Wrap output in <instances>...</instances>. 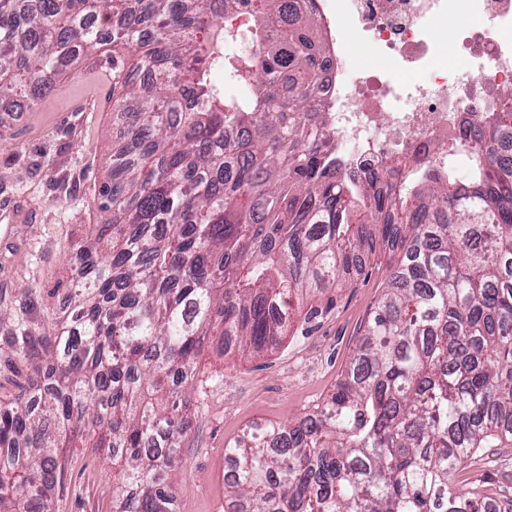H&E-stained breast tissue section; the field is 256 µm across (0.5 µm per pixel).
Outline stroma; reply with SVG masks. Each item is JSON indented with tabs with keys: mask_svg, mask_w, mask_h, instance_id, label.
<instances>
[{
	"mask_svg": "<svg viewBox=\"0 0 512 512\" xmlns=\"http://www.w3.org/2000/svg\"><path fill=\"white\" fill-rule=\"evenodd\" d=\"M112 48L82 58L53 77L31 109L0 126V307L21 288L39 289L44 313L65 315L63 284L71 277L70 246L104 221L99 188L112 180V150L122 130L112 120ZM399 248L376 243L342 287L303 300L279 347L243 358L213 341L197 358L201 381L183 409L190 427L180 444L177 512H237L225 489V450L244 430L315 413L343 379L367 320L384 294ZM12 329L0 320V400L20 394L32 376L28 360L1 346ZM69 461L52 512H112V451L66 448ZM464 484L486 488L495 512H512V445L469 462Z\"/></svg>",
	"mask_w": 512,
	"mask_h": 512,
	"instance_id": "1",
	"label": "stroma"
}]
</instances>
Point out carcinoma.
<instances>
[{
  "instance_id": "carcinoma-1",
  "label": "carcinoma",
  "mask_w": 512,
  "mask_h": 512,
  "mask_svg": "<svg viewBox=\"0 0 512 512\" xmlns=\"http://www.w3.org/2000/svg\"><path fill=\"white\" fill-rule=\"evenodd\" d=\"M251 16L242 33L212 0H0L1 102L34 105L108 34L153 85L112 53V218L72 245L53 336L30 331L37 289L15 311L8 348L45 358L0 402V448L20 449L0 454V512H51L58 449L85 441L112 449L113 512H176L180 409L210 337L280 345L292 295L338 287L378 237L403 256L344 379L319 412L228 447L227 493L252 512H491L460 473L512 442V91L433 146L440 163L394 157L358 181L316 107V13L252 0ZM243 40L261 53H227Z\"/></svg>"
}]
</instances>
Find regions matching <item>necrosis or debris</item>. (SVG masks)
<instances>
[{
  "mask_svg": "<svg viewBox=\"0 0 512 512\" xmlns=\"http://www.w3.org/2000/svg\"><path fill=\"white\" fill-rule=\"evenodd\" d=\"M322 49L318 102L336 155L352 175L383 167L406 149L428 158L431 144L460 135V114L485 111L494 89L512 90V0H313ZM456 19L460 54L470 69L449 63L436 35ZM385 56L390 71L349 69L346 31Z\"/></svg>",
  "mask_w": 512,
  "mask_h": 512,
  "instance_id": "4bbe7bcc",
  "label": "necrosis or debris"
}]
</instances>
